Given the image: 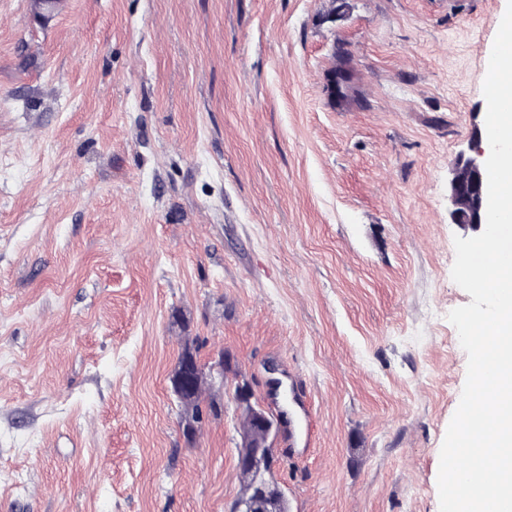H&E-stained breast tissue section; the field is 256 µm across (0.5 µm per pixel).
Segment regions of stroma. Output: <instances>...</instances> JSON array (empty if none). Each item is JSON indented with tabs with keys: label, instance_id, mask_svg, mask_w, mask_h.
Masks as SVG:
<instances>
[{
	"label": "stroma",
	"instance_id": "stroma-1",
	"mask_svg": "<svg viewBox=\"0 0 512 512\" xmlns=\"http://www.w3.org/2000/svg\"><path fill=\"white\" fill-rule=\"evenodd\" d=\"M507 2L0 0V512H229L235 384L277 415L289 369L290 512H440L450 168ZM188 345L221 409L191 439ZM201 383V369L193 351L184 350L181 354L179 367L172 378L174 391L183 395L192 391ZM291 384L288 393L298 405L300 413L288 414V447L296 448L299 439L304 441V451H308L313 442L315 418L307 399V388L299 375H290Z\"/></svg>",
	"mask_w": 512,
	"mask_h": 512
}]
</instances>
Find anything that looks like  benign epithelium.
<instances>
[{
    "instance_id": "benign-epithelium-1",
    "label": "benign epithelium",
    "mask_w": 512,
    "mask_h": 512,
    "mask_svg": "<svg viewBox=\"0 0 512 512\" xmlns=\"http://www.w3.org/2000/svg\"><path fill=\"white\" fill-rule=\"evenodd\" d=\"M469 151V156L459 154L451 168L450 218L454 224L479 231L486 226L487 213V184L484 179L487 157L481 136L471 140ZM200 383L201 369L197 357L194 352L185 350L172 378L173 389L183 395ZM234 399L243 414L242 446L237 468L244 494L236 499L230 512H284L286 501L270 482L277 420L253 403V389L246 381L235 385Z\"/></svg>"
}]
</instances>
